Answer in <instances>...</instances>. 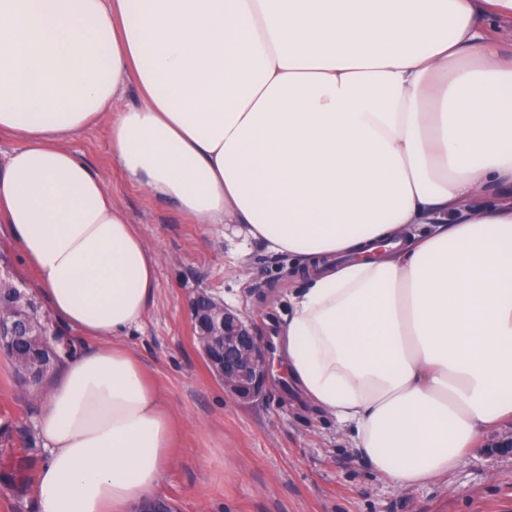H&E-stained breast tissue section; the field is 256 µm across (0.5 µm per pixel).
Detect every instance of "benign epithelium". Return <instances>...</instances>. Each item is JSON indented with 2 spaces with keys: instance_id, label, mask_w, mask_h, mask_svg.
Instances as JSON below:
<instances>
[{
  "instance_id": "7a95c632",
  "label": "benign epithelium",
  "mask_w": 512,
  "mask_h": 512,
  "mask_svg": "<svg viewBox=\"0 0 512 512\" xmlns=\"http://www.w3.org/2000/svg\"><path fill=\"white\" fill-rule=\"evenodd\" d=\"M197 316L204 325L200 350L218 374L224 390L242 401L262 398L268 350L253 324L219 301L207 302Z\"/></svg>"
}]
</instances>
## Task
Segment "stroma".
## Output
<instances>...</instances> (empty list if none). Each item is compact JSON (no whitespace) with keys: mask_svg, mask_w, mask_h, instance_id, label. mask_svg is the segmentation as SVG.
Listing matches in <instances>:
<instances>
[{"mask_svg":"<svg viewBox=\"0 0 512 512\" xmlns=\"http://www.w3.org/2000/svg\"><path fill=\"white\" fill-rule=\"evenodd\" d=\"M103 174L160 258L154 300L124 339L181 427L159 495L170 512H512V422L489 431L479 452L448 475L398 490L372 473L334 420L302 407L271 378L263 399L225 393L198 349L193 300L206 294L268 335L273 290L301 272L287 258L233 232L188 223L169 203L130 184L112 159L106 126L71 141ZM37 401L0 355V449L36 439ZM34 462L42 452L31 451Z\"/></svg>","mask_w":512,"mask_h":512,"instance_id":"stroma-1","label":"stroma"}]
</instances>
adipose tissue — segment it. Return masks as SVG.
Here are the masks:
<instances>
[{"instance_id": "ef3b65f1", "label": "adipose tissue", "mask_w": 512, "mask_h": 512, "mask_svg": "<svg viewBox=\"0 0 512 512\" xmlns=\"http://www.w3.org/2000/svg\"><path fill=\"white\" fill-rule=\"evenodd\" d=\"M510 31L512 0H0V223L93 342L39 389L38 512L148 506L173 458L120 345L159 257L67 146L101 124L132 185L307 266L281 378L394 488L512 421Z\"/></svg>"}]
</instances>
